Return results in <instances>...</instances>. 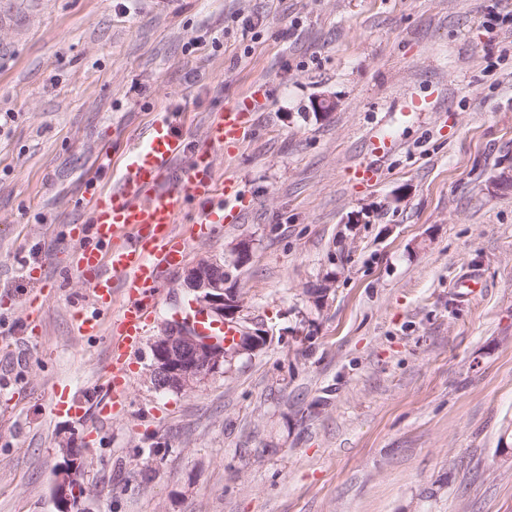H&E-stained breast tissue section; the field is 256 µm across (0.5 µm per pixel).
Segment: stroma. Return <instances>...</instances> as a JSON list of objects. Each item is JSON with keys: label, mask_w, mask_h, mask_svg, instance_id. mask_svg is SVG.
Segmentation results:
<instances>
[{"label": "stroma", "mask_w": 512, "mask_h": 512, "mask_svg": "<svg viewBox=\"0 0 512 512\" xmlns=\"http://www.w3.org/2000/svg\"><path fill=\"white\" fill-rule=\"evenodd\" d=\"M494 10L512 0H0V512H57L65 438L84 512H512V29H486ZM256 84L251 137L216 156L225 220L164 272L126 401L99 416L109 348L77 333L68 260L85 196L158 114L193 151ZM244 238L273 342L193 393L154 388L187 268ZM472 274L480 291L454 289ZM327 272L330 274L328 277ZM327 272L321 275L316 288L310 292L311 302L318 310H322L328 305L329 294L336 281V273L333 271Z\"/></svg>", "instance_id": "35a3bbf8"}]
</instances>
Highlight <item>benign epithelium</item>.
Segmentation results:
<instances>
[{
    "label": "benign epithelium",
    "mask_w": 512,
    "mask_h": 512,
    "mask_svg": "<svg viewBox=\"0 0 512 512\" xmlns=\"http://www.w3.org/2000/svg\"><path fill=\"white\" fill-rule=\"evenodd\" d=\"M234 260L226 264L217 257L199 259L189 267L184 284L193 295L195 306L216 322L237 331L235 343L229 347L198 335L193 330L167 323L160 336L151 344L152 359L148 366L149 379L159 389L191 393L198 390L224 367H234L244 357H251L271 342V336L258 318L251 315L247 296L240 287L234 271L248 263L252 243L240 240L232 247ZM336 281V273L322 274L311 302L318 310L328 305L329 294ZM63 457L52 488L57 512H73L71 482L81 478L79 455L70 441L59 442Z\"/></svg>",
    "instance_id": "obj_1"
}]
</instances>
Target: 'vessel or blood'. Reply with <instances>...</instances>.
Here are the masks:
<instances>
[{"instance_id":"1","label":"vessel or blood","mask_w":512,"mask_h":512,"mask_svg":"<svg viewBox=\"0 0 512 512\" xmlns=\"http://www.w3.org/2000/svg\"><path fill=\"white\" fill-rule=\"evenodd\" d=\"M252 129L246 112L228 104L208 128L205 144L188 152L173 129L170 114L158 115L142 139L125 154L116 187L91 189L88 234H75L74 271L88 283L95 310L80 314L79 335H106L110 347L106 393L97 410L109 415L122 407L126 392L127 360L135 354L157 307L163 271L186 258L191 235L177 233L176 225L190 202L201 206L194 233L224 221V195L230 183L218 174L215 156L224 147L239 144ZM189 163L173 170L181 156ZM121 304H114V293ZM174 321L191 326L198 334L231 344L235 332L213 322L193 304H185Z\"/></svg>"}]
</instances>
